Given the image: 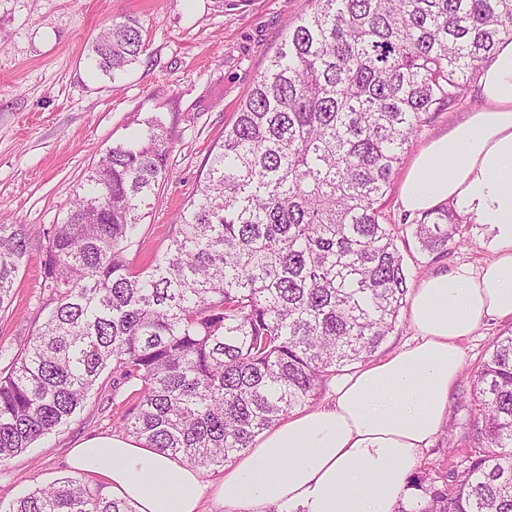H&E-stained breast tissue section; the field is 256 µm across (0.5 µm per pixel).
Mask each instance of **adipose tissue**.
Wrapping results in <instances>:
<instances>
[{"label": "adipose tissue", "mask_w": 512, "mask_h": 512, "mask_svg": "<svg viewBox=\"0 0 512 512\" xmlns=\"http://www.w3.org/2000/svg\"><path fill=\"white\" fill-rule=\"evenodd\" d=\"M478 83L481 107L416 155L400 199L415 215L448 202L491 225V258L477 270L461 266L418 282L413 345L337 381L330 405L267 431L219 483L120 435L71 449L70 467L103 477L137 512H203L208 495L235 512H396L410 502L420 453L448 419L460 341L482 318L512 317V42L498 45Z\"/></svg>", "instance_id": "obj_1"}]
</instances>
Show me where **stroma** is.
Masks as SVG:
<instances>
[{"label":"stroma","mask_w":512,"mask_h":512,"mask_svg":"<svg viewBox=\"0 0 512 512\" xmlns=\"http://www.w3.org/2000/svg\"><path fill=\"white\" fill-rule=\"evenodd\" d=\"M308 0H0V219L25 225L28 254L14 282L13 303L0 311V343L19 349L34 336L42 300L40 241L60 223L90 168L113 143L162 117L173 137V176L159 187L141 224L134 265L168 243L177 212L194 194L212 146L224 138L240 104ZM133 16L144 26L145 51L124 74L93 76L88 54L110 20ZM481 105L476 90L437 113L413 140L400 167L408 172L432 138L448 133ZM464 241L434 260L413 237L398 246L410 284L461 265L479 269L491 257L489 225L467 221ZM512 318L482 320L461 342L462 373L448 401V422L419 459L439 470L449 448L464 447L474 410L471 377ZM103 373L80 413L60 433L38 441L0 472V503L70 475V448L114 434Z\"/></svg>","instance_id":"35a3bbf8"}]
</instances>
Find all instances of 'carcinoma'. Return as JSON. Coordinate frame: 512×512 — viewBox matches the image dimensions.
Listing matches in <instances>:
<instances>
[{"label":"carcinoma","instance_id":"cac0c4a2","mask_svg":"<svg viewBox=\"0 0 512 512\" xmlns=\"http://www.w3.org/2000/svg\"><path fill=\"white\" fill-rule=\"evenodd\" d=\"M211 149L177 230L143 267V208L172 174L161 117L106 149L62 223L43 232L40 312L22 350L0 345V467L59 433L112 370L120 428L198 469L240 457L365 362L409 293L385 214L412 140L465 101L497 45L512 40V0H311ZM143 25L103 28L91 68L138 61ZM439 206L407 227L421 250L461 234ZM29 249L0 223V311ZM472 445L448 449L445 474L414 473L397 512H512V334L472 382ZM4 512H135L76 476Z\"/></svg>","mask_w":512,"mask_h":512}]
</instances>
